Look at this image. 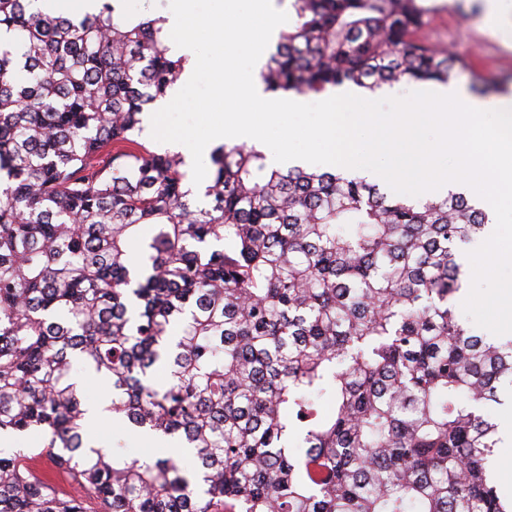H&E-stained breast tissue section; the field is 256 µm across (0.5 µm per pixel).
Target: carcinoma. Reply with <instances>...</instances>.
I'll return each instance as SVG.
<instances>
[{
	"instance_id": "1",
	"label": "carcinoma",
	"mask_w": 512,
	"mask_h": 512,
	"mask_svg": "<svg viewBox=\"0 0 512 512\" xmlns=\"http://www.w3.org/2000/svg\"><path fill=\"white\" fill-rule=\"evenodd\" d=\"M0 0V435L102 512H512L494 485L512 338L456 309V247L486 209L338 171L210 153L198 203L143 116L183 72L162 19L103 0ZM426 0H288L272 94L446 83L470 63L426 43ZM170 451L96 447L73 373ZM0 449V512H86ZM74 370L81 380L87 405L96 406L106 395H110L111 388L105 379L82 371L78 365L74 367Z\"/></svg>"
}]
</instances>
